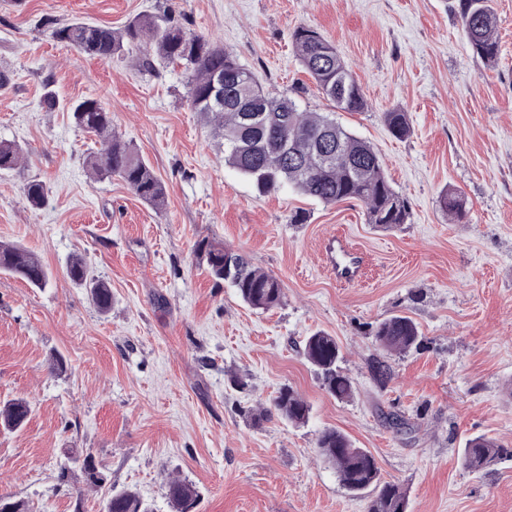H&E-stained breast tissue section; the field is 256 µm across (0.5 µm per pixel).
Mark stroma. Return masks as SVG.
<instances>
[{
	"mask_svg": "<svg viewBox=\"0 0 512 512\" xmlns=\"http://www.w3.org/2000/svg\"><path fill=\"white\" fill-rule=\"evenodd\" d=\"M460 0H0V142L22 165L0 172V244L36 253L51 283L0 272V404L22 399L20 429L0 426V496L25 512H102L112 491L136 489L171 512L165 481L192 483V512H368L317 453L337 429L399 484L407 512H512V457L472 472L468 439L512 447V0H490L499 55L470 50ZM144 16L174 22L233 54L265 90L300 110L330 105L292 44L299 27L332 43L366 107L337 121L369 142L408 202L406 224H367L358 201L325 205L293 189L262 195L224 162L188 94L185 68L141 64L135 46L107 61L58 43L75 21L123 29ZM60 105L41 106L45 83ZM100 100L112 126L164 183L162 208L117 177L90 176L98 138L71 103ZM407 112L395 137L386 112ZM43 181L31 207L23 186ZM460 193L467 216L442 209ZM303 223H293L294 214ZM345 235L360 284L341 282L328 242ZM216 240L276 276L280 306L245 304L199 264ZM80 257L112 288L99 312L67 267ZM417 324L422 348L387 353L375 325ZM334 336L353 395L330 396L303 355L306 336ZM389 365L378 383L372 359ZM310 406L295 426L273 412L282 387ZM270 411L253 422L258 408ZM102 475L94 485L85 470Z\"/></svg>",
	"mask_w": 512,
	"mask_h": 512,
	"instance_id": "stroma-1",
	"label": "stroma"
}]
</instances>
